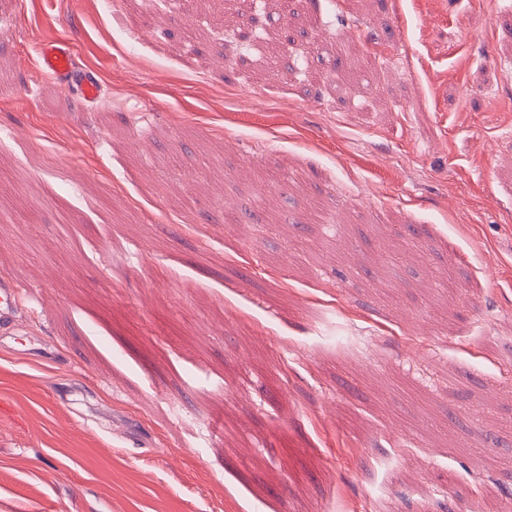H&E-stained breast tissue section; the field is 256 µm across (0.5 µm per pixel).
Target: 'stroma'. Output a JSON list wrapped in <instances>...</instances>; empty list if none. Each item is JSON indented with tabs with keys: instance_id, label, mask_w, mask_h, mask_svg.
I'll use <instances>...</instances> for the list:
<instances>
[{
	"instance_id": "stroma-1",
	"label": "stroma",
	"mask_w": 512,
	"mask_h": 512,
	"mask_svg": "<svg viewBox=\"0 0 512 512\" xmlns=\"http://www.w3.org/2000/svg\"><path fill=\"white\" fill-rule=\"evenodd\" d=\"M511 49L512 0H0V275L58 352L0 330V512H507ZM44 71L54 75L65 87L75 84L83 99L94 103L99 96V85L91 76L74 74L72 53L66 42L45 43L39 52Z\"/></svg>"
}]
</instances>
